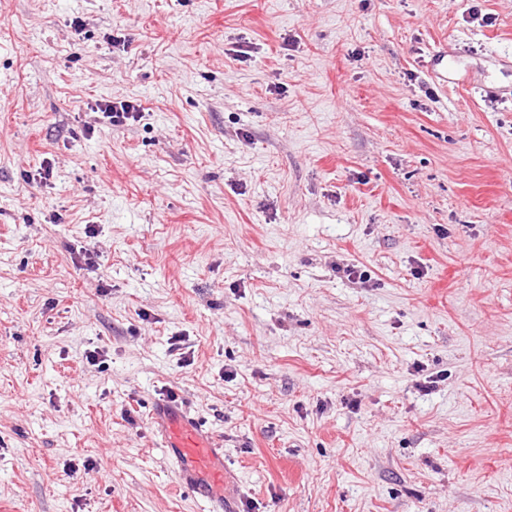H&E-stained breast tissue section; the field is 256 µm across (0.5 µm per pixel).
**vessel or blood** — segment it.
Listing matches in <instances>:
<instances>
[{
    "label": "vessel or blood",
    "mask_w": 512,
    "mask_h": 512,
    "mask_svg": "<svg viewBox=\"0 0 512 512\" xmlns=\"http://www.w3.org/2000/svg\"><path fill=\"white\" fill-rule=\"evenodd\" d=\"M152 417L180 484L194 497L211 503L212 512H238L226 493L232 475L224 467L222 446L191 421L175 401L161 400Z\"/></svg>",
    "instance_id": "b4317fda"
}]
</instances>
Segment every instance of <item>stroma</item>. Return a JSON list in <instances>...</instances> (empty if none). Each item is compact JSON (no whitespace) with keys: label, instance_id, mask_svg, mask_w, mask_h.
Listing matches in <instances>:
<instances>
[{"label":"stroma","instance_id":"stroma-1","mask_svg":"<svg viewBox=\"0 0 512 512\" xmlns=\"http://www.w3.org/2000/svg\"><path fill=\"white\" fill-rule=\"evenodd\" d=\"M170 393L239 512H512V0H0V512H209ZM95 110L102 112L103 117L113 126L125 125L129 120L135 121L140 114V107L127 100L99 102L96 103ZM152 417L180 484L194 497L211 503V512H237L236 502L227 493L233 477L224 469V448L191 421L177 401L161 400Z\"/></svg>","mask_w":512,"mask_h":512}]
</instances>
